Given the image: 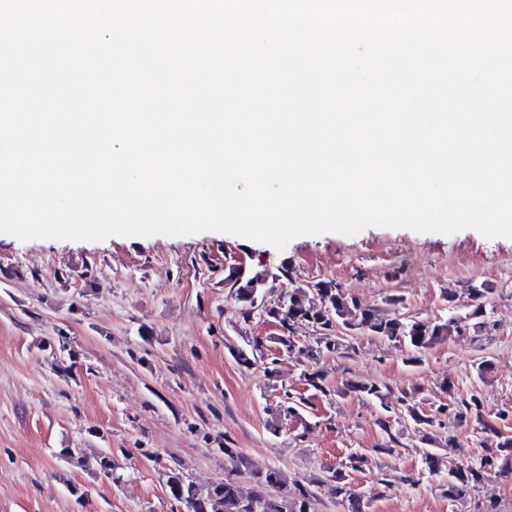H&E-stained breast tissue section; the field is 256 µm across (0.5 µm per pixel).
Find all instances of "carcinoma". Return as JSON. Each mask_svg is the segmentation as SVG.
<instances>
[{
    "instance_id": "carcinoma-1",
    "label": "carcinoma",
    "mask_w": 512,
    "mask_h": 512,
    "mask_svg": "<svg viewBox=\"0 0 512 512\" xmlns=\"http://www.w3.org/2000/svg\"><path fill=\"white\" fill-rule=\"evenodd\" d=\"M270 276L269 266L261 264L238 277L228 273L225 277L234 299L255 308V302L264 294V287ZM319 296L320 305H311L310 295ZM483 290L472 289L471 299L475 300L470 312L461 316L457 306L448 307V314L436 319H419L398 311L391 313L377 307H365L341 292L329 282L318 281L299 284L282 290L285 301L268 310L267 316L274 319L288 335L275 336L272 342L288 352L298 351L302 355L315 357L323 351L340 352L345 334L364 330L374 336L398 341L407 345L409 355L406 362L422 363L421 354L432 345L445 341L460 333L462 323L470 322L472 329L480 333L485 330L488 319L483 305L477 303ZM299 323H306L320 334L315 344L297 340L293 330ZM345 391L364 398L383 399L381 387L370 380L349 381ZM448 408L440 404L433 412L420 410L408 404L400 414L414 426H434L437 414ZM512 468V437L497 443L496 450L475 464L459 465L448 469V499L452 500L476 491L489 470L497 464ZM261 484L281 491L278 498H270L261 492L245 497L236 482L231 479L217 481L200 487L184 478L176 470H169L166 483L175 500L185 504L187 512H307V490L302 487L289 489L281 472L270 468L260 476Z\"/></svg>"
}]
</instances>
